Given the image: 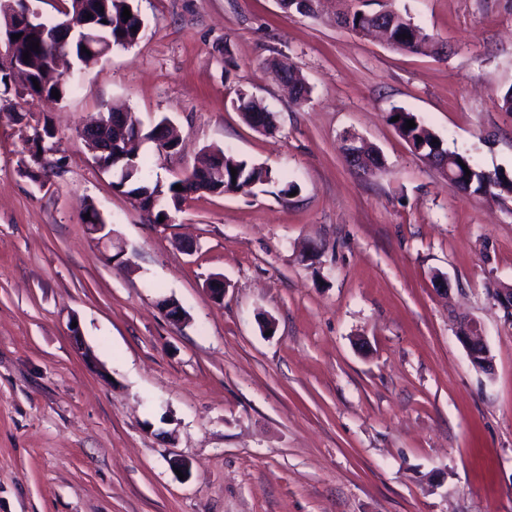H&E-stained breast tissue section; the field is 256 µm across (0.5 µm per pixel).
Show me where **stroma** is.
Instances as JSON below:
<instances>
[{"instance_id":"stroma-1","label":"stroma","mask_w":512,"mask_h":512,"mask_svg":"<svg viewBox=\"0 0 512 512\" xmlns=\"http://www.w3.org/2000/svg\"><path fill=\"white\" fill-rule=\"evenodd\" d=\"M391 3L443 52L358 36L336 0H132L140 39L67 97L0 100V512H512V319L493 297L512 286V196L461 191L388 120L413 112L512 176V0ZM240 90L272 132L243 121ZM116 104L176 126V152L140 147L161 184L216 148L272 179L152 223L78 136ZM349 135L380 170L351 169ZM89 204L131 267L88 233ZM470 318L492 374L456 338Z\"/></svg>"}]
</instances>
